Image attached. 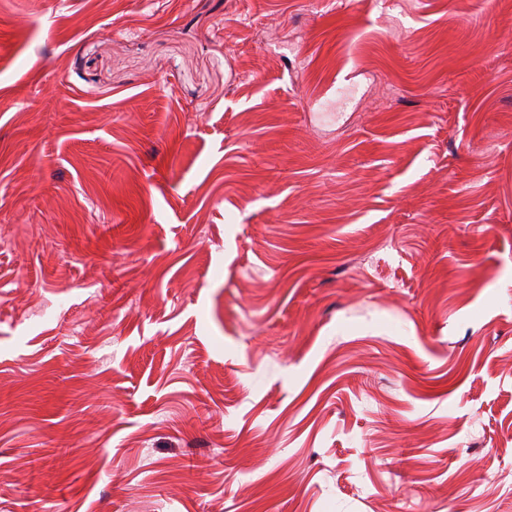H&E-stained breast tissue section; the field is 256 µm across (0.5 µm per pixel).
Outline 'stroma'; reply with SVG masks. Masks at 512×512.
<instances>
[{
  "label": "stroma",
  "instance_id": "1",
  "mask_svg": "<svg viewBox=\"0 0 512 512\" xmlns=\"http://www.w3.org/2000/svg\"><path fill=\"white\" fill-rule=\"evenodd\" d=\"M512 0H0V512H512Z\"/></svg>",
  "mask_w": 512,
  "mask_h": 512
}]
</instances>
